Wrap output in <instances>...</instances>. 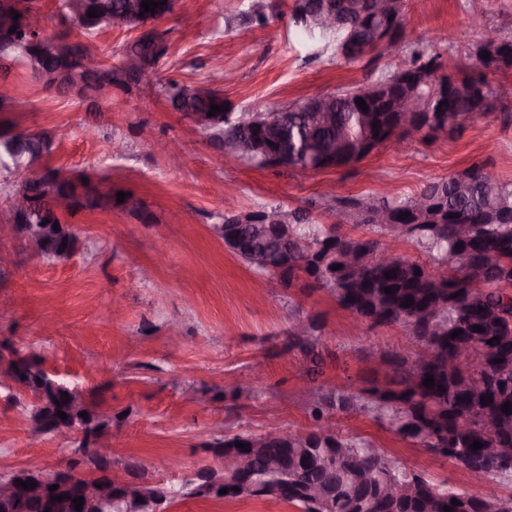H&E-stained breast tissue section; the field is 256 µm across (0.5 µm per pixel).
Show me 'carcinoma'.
Masks as SVG:
<instances>
[{
  "label": "carcinoma",
  "mask_w": 512,
  "mask_h": 512,
  "mask_svg": "<svg viewBox=\"0 0 512 512\" xmlns=\"http://www.w3.org/2000/svg\"><path fill=\"white\" fill-rule=\"evenodd\" d=\"M142 0H80L77 13L70 10V0H56L55 10L68 29L89 37L112 27L111 19L124 15L129 2ZM258 8H248L247 24L269 23L265 0H250ZM97 17H87L89 9ZM365 6L358 0H336L339 27L325 30L308 24L294 8L292 19L310 39H336V54L346 60L368 57L372 60L403 46L410 51L407 64L424 73L425 82L414 93L424 108L415 113L412 129L428 132L426 138H453L463 132L467 120L485 117L495 111L490 106L482 112L465 91L445 97L448 105L438 113L440 102L433 99L439 74L445 64L438 54H430L421 41L394 40L382 50L372 47L373 34L364 26L361 13ZM393 20H383L387 28L404 26V0H393ZM51 39L40 31L39 24L17 23L11 33L0 29V70L9 72L13 62L27 63L38 57L45 73L64 70L77 55L95 57L89 46L73 43L71 57L48 51ZM170 47L158 51L151 36L138 34L122 47L121 58L114 64L98 60L101 78L118 88L137 82L140 75L127 67L129 58L140 60L153 72L165 62ZM161 89L174 110L186 116L209 112L211 105L226 106L222 91L204 95L195 87L169 79ZM357 89L327 94L333 120L324 123L323 113L311 112L300 103L275 113L253 108L247 112L231 109L212 116V123L199 129L206 142L231 145L242 160L265 168L264 156H277L291 169H317L323 151L336 150V166L341 168L359 162L370 154L372 141H383L391 135L402 137L394 99L403 92L400 86L388 97L375 99L368 112L354 103ZM54 135L45 130L0 134V169L14 175L30 170L41 156L50 153ZM488 165L473 164L464 176L465 189L450 175L431 181L415 195L407 198H336L327 212L336 223L316 222L309 209H289L270 205L288 217L285 234L274 228L254 224L224 225V244L237 257L256 271L277 278L284 288L297 284L309 290H324L334 296L338 305L354 314L371 328L402 326L412 340V348L388 352L391 378L384 386H370L358 391H331L314 398L309 415L314 427L306 433H269V442L248 456L241 481L249 485L242 491L228 490L224 500L270 498L293 504L301 512H512V491L504 493L495 485L492 494H473L452 490L421 471L399 469L388 455L371 442L348 437L323 423L330 410L371 413L403 440L419 445L437 456L454 461L470 473L492 482L512 480V413L502 405H512V182L486 175ZM61 169L42 172L39 181L26 187L31 192L32 210L25 224H39L47 216L54 218L58 229L45 225L37 255L47 259L62 257L72 261L79 251L74 227L55 208L62 206L71 215L84 209L106 205L118 207L117 190L101 192L91 182H83L80 174L60 175ZM372 206L400 217H410L397 224H370L360 220L361 208ZM346 224L362 225L370 235L353 237L342 231ZM466 232H461V227ZM408 242L425 252L430 262L381 260L385 239ZM67 246H62V243ZM341 265L334 270L332 266ZM420 274H415V270ZM391 278H385V274ZM393 288V294L385 288ZM355 301L348 300V296ZM414 303L402 306L406 298ZM308 323L301 334L288 331V344L312 363L309 372H318L320 326L313 319L296 318L295 323ZM481 327L477 332L474 327ZM461 334L451 337L453 331ZM497 338L493 344L488 340ZM429 350L433 358L426 366H418V349ZM503 362L497 364L495 359ZM0 368L12 377L17 387L35 400L31 419L58 418L57 411L70 413L78 401V412L87 413L84 422L104 434L112 418L100 414L97 403L75 389L57 381L44 367L41 355L18 347L10 339L0 340ZM431 374L434 385L423 381ZM489 400L481 402V396ZM469 420L466 426L459 425ZM493 424L491 437H486L484 424ZM252 433L224 436V441L210 445L221 458L235 448V442L251 444ZM499 449L495 457H484L470 448L475 442ZM390 482L411 484L399 499L384 493ZM318 486L323 500L313 505L307 491ZM201 483L186 475L180 483L169 484L163 494L148 490V501L165 507L175 498L201 497ZM458 504H451V500Z\"/></svg>",
  "instance_id": "cac0c4a2"
}]
</instances>
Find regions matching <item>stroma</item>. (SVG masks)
Masks as SVG:
<instances>
[{"instance_id": "obj_1", "label": "stroma", "mask_w": 512, "mask_h": 512, "mask_svg": "<svg viewBox=\"0 0 512 512\" xmlns=\"http://www.w3.org/2000/svg\"><path fill=\"white\" fill-rule=\"evenodd\" d=\"M270 21L244 26L247 0H178L162 28L170 52L151 72L201 84L230 73L224 98L234 111L264 104L286 108L309 97L370 84L407 53L393 49L375 64L336 56L325 43H308L291 19L294 0H266ZM406 21L448 68L474 67L466 43L449 34L469 32L482 5L483 33L512 40V0H404ZM14 101L0 109V132L52 130L57 138L42 167H66L93 182L129 193L154 215L140 223L125 208L79 212L68 219L79 233L73 261L57 264L27 251L21 241L0 244V340L40 354L47 370L101 400L111 412L112 465L135 459L146 478L179 482L198 467H220L207 444L215 421L228 433H305L316 388L362 387L372 365L407 345L403 327L370 328L329 293L287 290L250 269L214 236L227 213L311 200L390 195L407 197L428 182L475 163L490 164L512 181V121L477 118L460 136H410L404 150L381 148L340 169L304 172L258 168L218 154L192 121L165 96L142 98L138 85L113 90L97 102L61 96L32 79L22 63L7 75ZM126 144L113 156V140ZM179 144L182 161L170 166L154 140ZM321 325L323 362L290 347L293 311ZM181 327L171 344L169 324ZM241 396H234V387ZM30 399L0 388V476L19 468L50 471L65 465L67 441L31 433ZM344 435L372 441L395 465L422 471L450 488L477 493L485 478L435 456L380 426L371 415L331 411ZM165 512H299L274 501L187 498Z\"/></svg>"}]
</instances>
